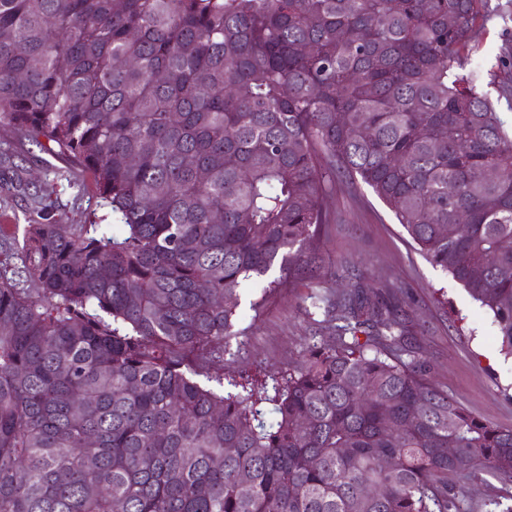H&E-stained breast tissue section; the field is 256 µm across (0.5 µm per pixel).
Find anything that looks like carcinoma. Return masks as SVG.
<instances>
[{"mask_svg":"<svg viewBox=\"0 0 512 512\" xmlns=\"http://www.w3.org/2000/svg\"><path fill=\"white\" fill-rule=\"evenodd\" d=\"M499 14L0 0V125L115 217L63 224L37 192L0 271V512H462L448 474L512 484V429L428 382L405 297L339 293L318 254L328 184L367 185L512 355V43L507 73H461ZM276 265L250 309L306 288L331 341L250 386L224 354Z\"/></svg>","mask_w":512,"mask_h":512,"instance_id":"obj_1","label":"carcinoma"}]
</instances>
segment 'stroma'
<instances>
[{"label": "stroma", "mask_w": 512, "mask_h": 512, "mask_svg": "<svg viewBox=\"0 0 512 512\" xmlns=\"http://www.w3.org/2000/svg\"><path fill=\"white\" fill-rule=\"evenodd\" d=\"M512 41V21L496 19L479 39L471 68L500 70V52ZM0 147L10 148L14 166L0 169V229L13 234L16 226L35 219L31 196L17 192V180L42 183L53 170L72 163L0 127ZM62 223L88 224L102 216L93 186L76 192L57 188ZM336 218L325 232L324 265L336 271L337 288L356 281L357 272L372 276L376 288L391 287L411 298L413 339L428 362V380L479 418L512 428V357L500 350L497 329L479 304L451 276L427 262L398 224L393 213L365 184L337 189L332 198ZM302 289L282 290L270 297L260 314L242 310L241 336L231 341L237 378L245 383L298 361L307 344L325 339L301 300ZM449 484H465L467 512H485L489 500L512 493V485L482 474L470 480L452 475Z\"/></svg>", "instance_id": "35a3bbf8"}]
</instances>
